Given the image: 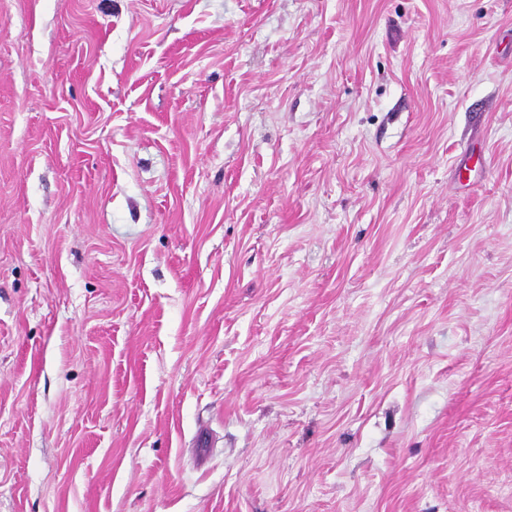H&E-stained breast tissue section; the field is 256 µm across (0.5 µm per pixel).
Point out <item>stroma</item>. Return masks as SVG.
Segmentation results:
<instances>
[{
  "mask_svg": "<svg viewBox=\"0 0 512 512\" xmlns=\"http://www.w3.org/2000/svg\"><path fill=\"white\" fill-rule=\"evenodd\" d=\"M0 512H512V0H0Z\"/></svg>",
  "mask_w": 512,
  "mask_h": 512,
  "instance_id": "1",
  "label": "stroma"
}]
</instances>
